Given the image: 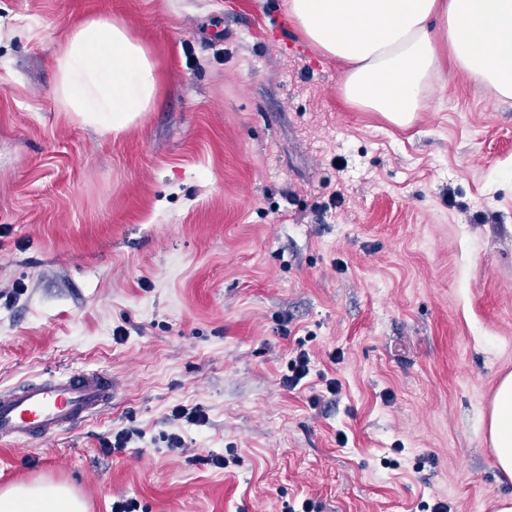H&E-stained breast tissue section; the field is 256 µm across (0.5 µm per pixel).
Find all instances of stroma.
<instances>
[{"instance_id":"stroma-1","label":"stroma","mask_w":512,"mask_h":512,"mask_svg":"<svg viewBox=\"0 0 512 512\" xmlns=\"http://www.w3.org/2000/svg\"><path fill=\"white\" fill-rule=\"evenodd\" d=\"M281 4L0 0V391L112 374L102 415L0 444V488L65 483L88 512H494L512 495L486 429L512 371V104L458 73L410 128L356 111ZM92 17L123 21L160 74L117 136L55 102L53 54ZM309 365V354L305 351H300L295 358L288 363V374L283 375L282 384L288 388L295 389L309 374Z\"/></svg>"}]
</instances>
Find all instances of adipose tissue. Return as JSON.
Masks as SVG:
<instances>
[{"instance_id": "1", "label": "adipose tissue", "mask_w": 512, "mask_h": 512, "mask_svg": "<svg viewBox=\"0 0 512 512\" xmlns=\"http://www.w3.org/2000/svg\"><path fill=\"white\" fill-rule=\"evenodd\" d=\"M290 23L343 66L338 92L353 109L412 125L449 71L499 102H512V0H283ZM63 112L118 135L150 111L159 90L149 50L118 20L70 28L53 57ZM500 473L512 480V372L499 380L487 418ZM0 512H87L64 484L0 490Z\"/></svg>"}]
</instances>
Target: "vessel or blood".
I'll list each match as a JSON object with an SVG mask.
<instances>
[{"label":"vessel or blood","instance_id":"obj_1","mask_svg":"<svg viewBox=\"0 0 512 512\" xmlns=\"http://www.w3.org/2000/svg\"><path fill=\"white\" fill-rule=\"evenodd\" d=\"M112 404L104 369H69L0 392V440H48L70 433Z\"/></svg>","mask_w":512,"mask_h":512}]
</instances>
